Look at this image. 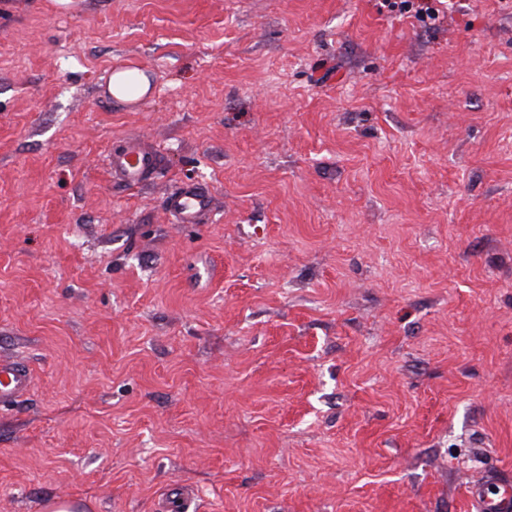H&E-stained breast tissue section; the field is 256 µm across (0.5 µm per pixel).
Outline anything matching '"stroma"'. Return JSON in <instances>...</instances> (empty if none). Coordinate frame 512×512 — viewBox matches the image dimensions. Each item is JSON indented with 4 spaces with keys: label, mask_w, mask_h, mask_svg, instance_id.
<instances>
[{
    "label": "stroma",
    "mask_w": 512,
    "mask_h": 512,
    "mask_svg": "<svg viewBox=\"0 0 512 512\" xmlns=\"http://www.w3.org/2000/svg\"><path fill=\"white\" fill-rule=\"evenodd\" d=\"M437 8L0 0V512H472L512 476V0ZM383 6L389 11L408 14L424 26L434 25L439 17L432 3L426 0H383ZM110 89L116 100L131 102L148 92L149 81L138 70L119 71L112 75ZM157 154L136 136L127 137L108 154L112 180L126 187L143 183L158 168ZM213 206L210 190L198 183L183 182L164 199L165 210L178 224H201ZM30 373L27 367L15 360L0 359V406H4L29 389Z\"/></svg>",
    "instance_id": "1"
}]
</instances>
